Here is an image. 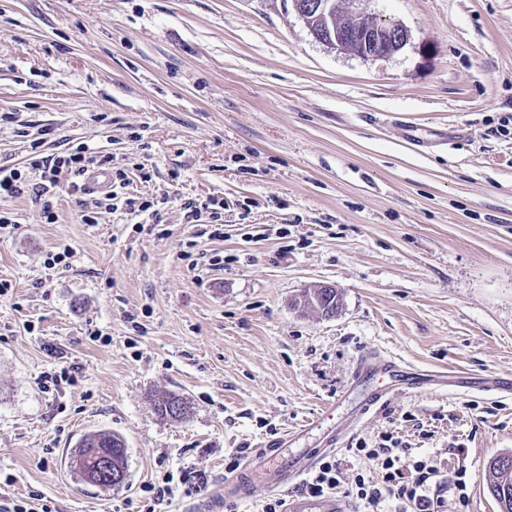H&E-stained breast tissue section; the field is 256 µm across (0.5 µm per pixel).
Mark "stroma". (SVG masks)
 Segmentation results:
<instances>
[{
  "mask_svg": "<svg viewBox=\"0 0 512 512\" xmlns=\"http://www.w3.org/2000/svg\"><path fill=\"white\" fill-rule=\"evenodd\" d=\"M347 6L403 23L408 44L336 53L289 0H0V166L23 165L40 130L49 155L82 139L153 203L90 226L77 196L54 224L33 193L0 201L15 220L0 230L7 495L137 512L152 484L170 488L158 512H263L289 489L225 497L230 458L321 417L361 352L512 375V0ZM213 197L217 238L187 219ZM322 283L334 318L293 308ZM64 365L76 383L42 389ZM165 392L186 419L155 412ZM95 431L126 441L108 492L68 464ZM386 432L437 457L444 482L467 467L466 502L445 494L439 512H499L487 463L512 456L511 393L396 395L353 439Z\"/></svg>",
  "mask_w": 512,
  "mask_h": 512,
  "instance_id": "obj_1",
  "label": "stroma"
}]
</instances>
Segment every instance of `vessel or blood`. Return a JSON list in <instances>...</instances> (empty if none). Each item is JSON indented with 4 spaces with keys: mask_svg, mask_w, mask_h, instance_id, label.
Listing matches in <instances>:
<instances>
[{
    "mask_svg": "<svg viewBox=\"0 0 512 512\" xmlns=\"http://www.w3.org/2000/svg\"><path fill=\"white\" fill-rule=\"evenodd\" d=\"M449 378L463 390L481 386L512 391V377L474 378L463 372H453ZM431 381V375L417 372L394 359L375 352L365 353L355 362L346 385L347 392L358 396L349 418L339 425L328 427L314 448H302L293 454L287 451L290 442L309 432L310 427L306 424L287 431L283 437L262 443L245 459L238 473L225 482V496H247L252 481L258 477L273 488L297 482L322 454L343 447L362 419L369 413L385 408L391 395L421 391ZM287 512H354V509L349 500L336 495L322 498L297 495L289 498Z\"/></svg>",
    "mask_w": 512,
    "mask_h": 512,
    "instance_id": "b4317fda",
    "label": "vessel or blood"
}]
</instances>
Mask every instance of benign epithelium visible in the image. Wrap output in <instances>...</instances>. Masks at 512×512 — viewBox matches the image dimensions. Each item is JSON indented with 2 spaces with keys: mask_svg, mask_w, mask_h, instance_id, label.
Returning a JSON list of instances; mask_svg holds the SVG:
<instances>
[{
  "mask_svg": "<svg viewBox=\"0 0 512 512\" xmlns=\"http://www.w3.org/2000/svg\"><path fill=\"white\" fill-rule=\"evenodd\" d=\"M343 0H291L311 36L340 54L366 61L385 59L404 48L410 40L408 29L398 21L385 22L367 12H349ZM105 454H89L78 466L89 478L110 466Z\"/></svg>",
  "mask_w": 512,
  "mask_h": 512,
  "instance_id": "1",
  "label": "benign epithelium"
}]
</instances>
